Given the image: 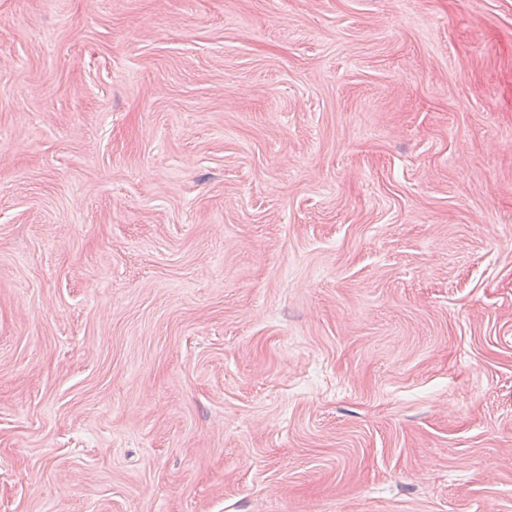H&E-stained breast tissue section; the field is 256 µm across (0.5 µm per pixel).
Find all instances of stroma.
<instances>
[{
	"label": "stroma",
	"mask_w": 512,
	"mask_h": 512,
	"mask_svg": "<svg viewBox=\"0 0 512 512\" xmlns=\"http://www.w3.org/2000/svg\"><path fill=\"white\" fill-rule=\"evenodd\" d=\"M0 512H512V0H0Z\"/></svg>",
	"instance_id": "obj_1"
}]
</instances>
